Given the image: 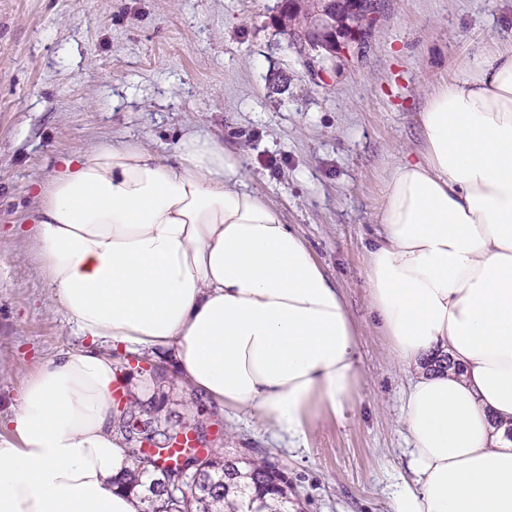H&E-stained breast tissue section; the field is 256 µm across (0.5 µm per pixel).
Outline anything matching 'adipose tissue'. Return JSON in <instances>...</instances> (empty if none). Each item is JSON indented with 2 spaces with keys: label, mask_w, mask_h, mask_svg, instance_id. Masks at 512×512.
<instances>
[{
  "label": "adipose tissue",
  "mask_w": 512,
  "mask_h": 512,
  "mask_svg": "<svg viewBox=\"0 0 512 512\" xmlns=\"http://www.w3.org/2000/svg\"><path fill=\"white\" fill-rule=\"evenodd\" d=\"M375 215L368 306L417 375L409 480L392 512H512V43L430 91ZM240 149L180 139L61 159L39 185L38 256L81 348L44 362L0 434V512H138L116 486L118 382L101 343L171 361L191 392L303 439L359 382L345 299L303 237L248 185Z\"/></svg>",
  "instance_id": "1"
}]
</instances>
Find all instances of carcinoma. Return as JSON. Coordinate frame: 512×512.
I'll return each mask as SVG.
<instances>
[{
    "mask_svg": "<svg viewBox=\"0 0 512 512\" xmlns=\"http://www.w3.org/2000/svg\"><path fill=\"white\" fill-rule=\"evenodd\" d=\"M134 400L127 410L118 411L114 421L115 432L120 434L136 455L133 467L125 470L120 484L135 494L142 504L140 512H216L215 505L224 503V512H246L249 502L264 512H290L294 503L288 497V481L272 465H255L249 471H242L236 462L226 460L220 464L213 460L212 449H206L208 464L219 469L212 474L209 482L197 494L187 496L176 484L180 483L182 470L167 465L163 453L171 449L173 437H160L150 422L143 419L145 410H139ZM155 443L154 454L147 458L142 454L143 441ZM155 467L159 474L150 482L143 480L147 466Z\"/></svg>",
    "mask_w": 512,
    "mask_h": 512,
    "instance_id": "carcinoma-1",
    "label": "carcinoma"
}]
</instances>
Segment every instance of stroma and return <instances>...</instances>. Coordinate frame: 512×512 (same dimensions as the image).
I'll use <instances>...</instances> for the list:
<instances>
[{"instance_id": "obj_1", "label": "stroma", "mask_w": 512, "mask_h": 512, "mask_svg": "<svg viewBox=\"0 0 512 512\" xmlns=\"http://www.w3.org/2000/svg\"><path fill=\"white\" fill-rule=\"evenodd\" d=\"M276 11L277 0H0V433L42 363L81 344L34 250L38 184L94 144L138 141L168 157L185 134L207 133L244 149L249 187L341 289L359 336L357 391L299 442L113 347L117 401L140 399L159 432L201 422L221 456L274 464L296 512H390L408 476L401 415L415 370L390 357L367 305L373 216L401 151L421 145L427 92L512 37V0H384L365 53L315 76Z\"/></svg>"}]
</instances>
